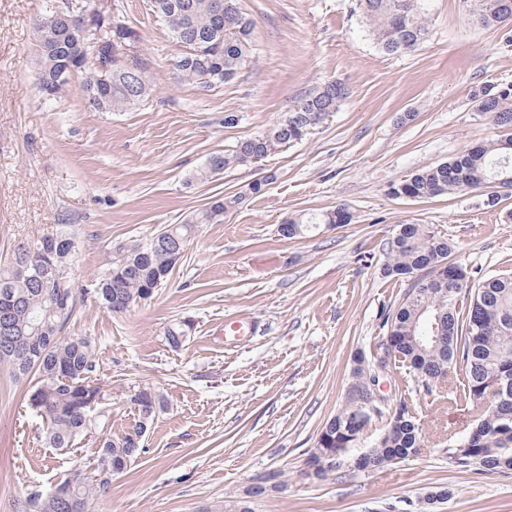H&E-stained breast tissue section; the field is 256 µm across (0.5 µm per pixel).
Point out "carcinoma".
Listing matches in <instances>:
<instances>
[{
	"label": "carcinoma",
	"mask_w": 512,
	"mask_h": 512,
	"mask_svg": "<svg viewBox=\"0 0 512 512\" xmlns=\"http://www.w3.org/2000/svg\"><path fill=\"white\" fill-rule=\"evenodd\" d=\"M428 0H358L357 6L377 47L387 56L416 50L429 34ZM469 12L483 27L512 19V0H466ZM153 7L185 52L174 70L178 80L210 91L235 80L251 62L252 20L241 11L239 0H153ZM130 38L124 28L104 33L101 50L112 51V86L102 87L91 61L93 47L61 22L36 31L39 52L38 84L54 97L69 83V72L85 75L88 106L97 112H122L148 95L146 69L127 61L123 47ZM484 114L495 125L512 128V87L478 89ZM347 97L340 81H329L306 93L282 122L266 133L238 141L211 155L195 174L204 182L238 166L257 163L275 151L302 141L311 130L336 111ZM512 177V133L477 144L444 163L416 170L394 182L396 198L425 200L465 195L482 182ZM241 201L239 196L218 197L184 224H167L143 243L113 247L107 266L85 288H75L72 265L76 232L72 224L31 242L18 245L8 262L0 265V321L7 308L11 333L0 334V364L13 377L37 383L30 408L43 421V439L49 448L65 451L92 433L101 423L97 415L102 389L96 382L97 364L92 342L67 336L65 329L78 307L88 301L121 313L151 299L169 280L184 257L199 224H217L224 212ZM344 208L316 217L289 218L280 236L301 238L317 224H348ZM385 275L407 282L402 300L384 314L382 329L401 337L395 354L383 359H355L346 397L336 414L323 424L305 466L316 467L319 478L342 467L321 463L330 452L340 457L358 445L357 425L365 420L383 423L372 444L374 454L393 465V458L413 457L423 446V426L416 403L404 397L383 404L372 400V386L380 373L394 365L405 371L415 393L461 398L481 405L475 426L461 440H448V460L460 471L512 474V276H493L473 286L467 267L451 260L454 245L427 224H400L388 239ZM426 308L441 317L446 339L430 340L431 325L422 322ZM193 325L184 320L168 327V345L179 348L191 336ZM460 370L466 383L455 388L451 373ZM131 402L138 422L122 439L101 443L96 467L89 475L76 470L46 491L27 500L32 512H94V500L143 451L142 438L164 408L163 396L149 387L137 391ZM279 488L273 477L254 479L242 497L228 501L224 512H253L255 500Z\"/></svg>",
	"instance_id": "obj_1"
}]
</instances>
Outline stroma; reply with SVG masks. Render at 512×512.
Wrapping results in <instances>:
<instances>
[{"mask_svg":"<svg viewBox=\"0 0 512 512\" xmlns=\"http://www.w3.org/2000/svg\"><path fill=\"white\" fill-rule=\"evenodd\" d=\"M43 3L0 0V264L19 244L71 224L81 288L113 245L182 223L214 198L242 199L222 223L197 228L151 300L121 313L87 303L69 324L68 335L95 344L106 435L134 427L137 390L166 401L143 452L113 476L95 512H224L225 500L265 473L279 489L254 512H405L411 502L414 512H512V474L462 472L448 460L449 437L465 435L478 415L469 403L419 397L428 444L398 464L321 479L304 465L344 399L354 355L372 354L382 310L405 292L382 273L397 225L426 224L448 238L472 279L512 273V193L493 208L481 193L424 201L389 193L416 169L498 137L471 95L512 83V22L485 28L464 0H431L428 40L391 57L368 35L357 0H240L254 22V60L235 81L201 92L177 82L183 48L151 0H112L150 96L124 112H97L83 76L52 99L39 90L34 23ZM330 80L348 96L302 142L194 181L210 155L267 131ZM228 112L234 125L224 122ZM407 112L415 118L405 123ZM261 177L266 189L252 194ZM339 207L350 223L301 239L278 233L288 217ZM231 314L256 323L235 347L219 334ZM184 319L193 334L170 348L165 331ZM29 389L0 365V512H20L30 494L74 469L92 472L97 460L90 437L68 453L41 442ZM441 485L451 498L428 507Z\"/></svg>","mask_w":512,"mask_h":512,"instance_id":"35a3bbf8","label":"stroma"}]
</instances>
